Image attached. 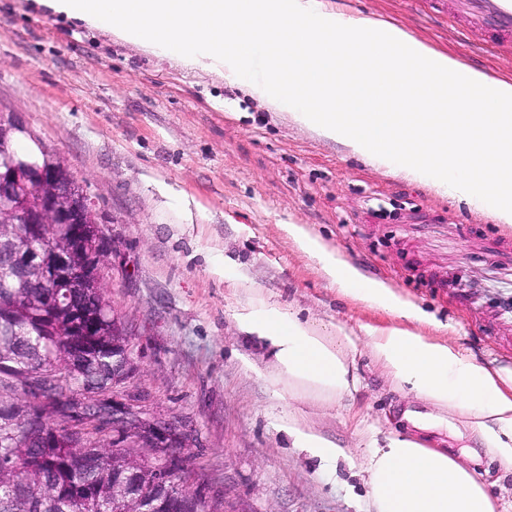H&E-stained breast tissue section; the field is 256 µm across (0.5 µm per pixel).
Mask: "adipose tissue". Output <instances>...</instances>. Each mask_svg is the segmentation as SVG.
Instances as JSON below:
<instances>
[{
	"instance_id": "ef3b65f1",
	"label": "adipose tissue",
	"mask_w": 512,
	"mask_h": 512,
	"mask_svg": "<svg viewBox=\"0 0 512 512\" xmlns=\"http://www.w3.org/2000/svg\"><path fill=\"white\" fill-rule=\"evenodd\" d=\"M299 246L346 294L420 322L428 316L392 288L365 278L298 224L288 227ZM246 328L268 340L289 385L326 396L349 392L346 336L319 335L296 315L279 310L249 314ZM376 359L399 383L441 407L459 412L504 470L512 471V377L462 356L452 347L391 328L372 337ZM367 512H495L485 486L446 450L402 437L387 438L366 463Z\"/></svg>"
}]
</instances>
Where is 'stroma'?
<instances>
[{
    "label": "stroma",
    "mask_w": 512,
    "mask_h": 512,
    "mask_svg": "<svg viewBox=\"0 0 512 512\" xmlns=\"http://www.w3.org/2000/svg\"><path fill=\"white\" fill-rule=\"evenodd\" d=\"M0 0V114L21 116L86 181L112 241L107 295L130 331L127 381L146 416L187 435L190 487L220 512H366L365 461L390 436L445 448L512 512V472L454 411L399 386L373 331L400 327L512 374V224L351 153L215 73ZM401 25L463 65L512 81L490 44L433 0H324ZM311 237L432 316L421 324L343 294L289 236ZM295 313L350 337V392L289 388L245 315ZM432 412L413 426L405 409ZM342 448L323 463L290 423Z\"/></svg>",
    "instance_id": "stroma-1"
}]
</instances>
